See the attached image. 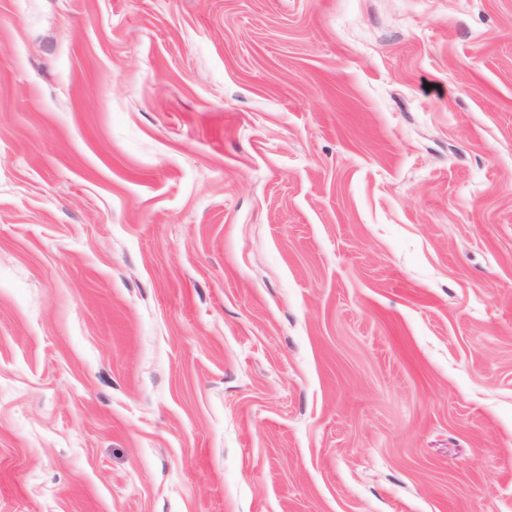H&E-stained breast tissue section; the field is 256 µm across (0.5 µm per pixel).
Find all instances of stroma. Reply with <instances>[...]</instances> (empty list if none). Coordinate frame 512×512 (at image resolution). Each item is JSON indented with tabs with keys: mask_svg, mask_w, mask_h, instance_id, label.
<instances>
[{
	"mask_svg": "<svg viewBox=\"0 0 512 512\" xmlns=\"http://www.w3.org/2000/svg\"><path fill=\"white\" fill-rule=\"evenodd\" d=\"M0 512H512V0H0Z\"/></svg>",
	"mask_w": 512,
	"mask_h": 512,
	"instance_id": "35a3bbf8",
	"label": "stroma"
}]
</instances>
